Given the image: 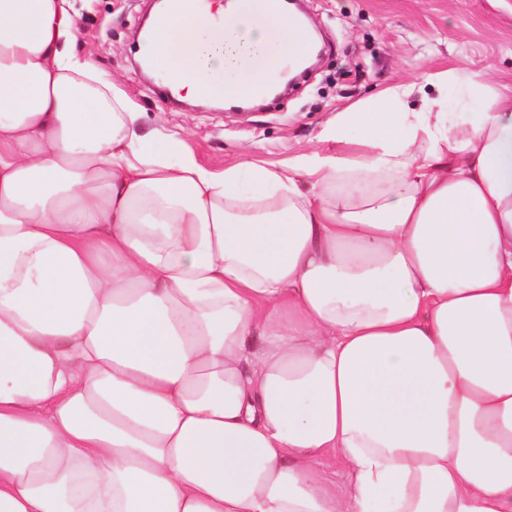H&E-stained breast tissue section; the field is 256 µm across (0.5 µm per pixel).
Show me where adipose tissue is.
I'll return each instance as SVG.
<instances>
[{"mask_svg":"<svg viewBox=\"0 0 512 512\" xmlns=\"http://www.w3.org/2000/svg\"><path fill=\"white\" fill-rule=\"evenodd\" d=\"M161 15L191 100L308 48L270 0ZM78 35L0 0V512H512V96L395 86L215 171Z\"/></svg>","mask_w":512,"mask_h":512,"instance_id":"adipose-tissue-1","label":"adipose tissue"}]
</instances>
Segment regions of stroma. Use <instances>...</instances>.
Instances as JSON below:
<instances>
[{
  "label": "stroma",
  "instance_id": "1",
  "mask_svg": "<svg viewBox=\"0 0 512 512\" xmlns=\"http://www.w3.org/2000/svg\"><path fill=\"white\" fill-rule=\"evenodd\" d=\"M71 4L81 29L73 51L93 52L100 70L140 106L146 125L162 122L218 171L240 163L281 167L315 149L334 150L320 135L336 113L399 84L441 83L469 70L485 73L494 89L512 87V0H305L324 48L321 64L245 116L171 101L137 69L135 32L146 0Z\"/></svg>",
  "mask_w": 512,
  "mask_h": 512
}]
</instances>
